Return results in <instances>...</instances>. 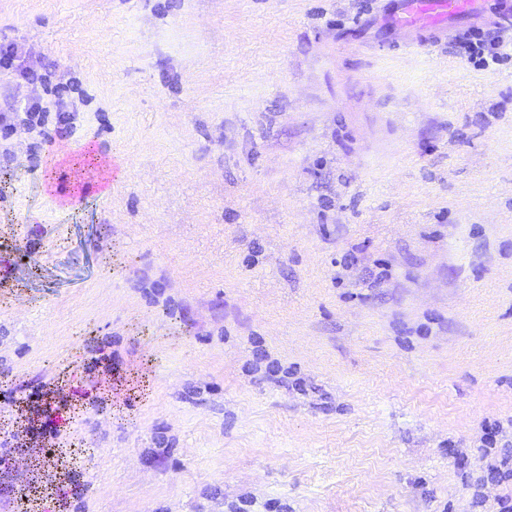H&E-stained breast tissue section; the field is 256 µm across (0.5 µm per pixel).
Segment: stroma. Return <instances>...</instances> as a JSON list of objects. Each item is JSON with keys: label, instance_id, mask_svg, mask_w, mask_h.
Here are the masks:
<instances>
[{"label": "stroma", "instance_id": "stroma-1", "mask_svg": "<svg viewBox=\"0 0 512 512\" xmlns=\"http://www.w3.org/2000/svg\"><path fill=\"white\" fill-rule=\"evenodd\" d=\"M389 0H0V113L60 99L129 159L62 208L43 128H0V383L147 395L57 449L0 413V512H492L512 481V54L471 25L383 47Z\"/></svg>", "mask_w": 512, "mask_h": 512}]
</instances>
